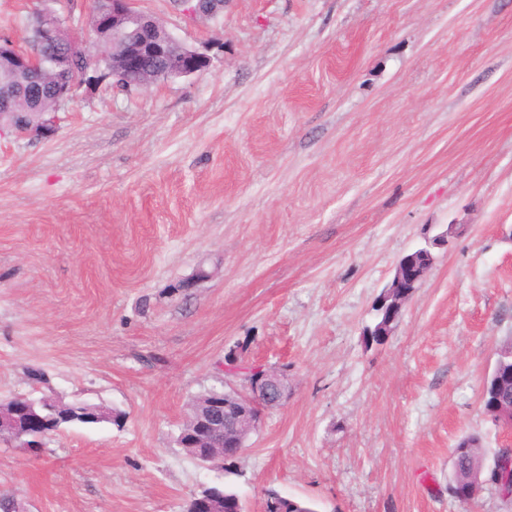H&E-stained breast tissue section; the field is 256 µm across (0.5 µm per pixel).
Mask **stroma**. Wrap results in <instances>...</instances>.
Listing matches in <instances>:
<instances>
[{
    "label": "stroma",
    "instance_id": "obj_1",
    "mask_svg": "<svg viewBox=\"0 0 512 512\" xmlns=\"http://www.w3.org/2000/svg\"><path fill=\"white\" fill-rule=\"evenodd\" d=\"M207 70L81 92L44 138H0V401H88L39 453L0 444L22 512H184L230 488L318 512H512L448 494L512 336V0H141ZM447 246L382 344L398 260ZM288 399L205 468L176 442L224 357Z\"/></svg>",
    "mask_w": 512,
    "mask_h": 512
}]
</instances>
